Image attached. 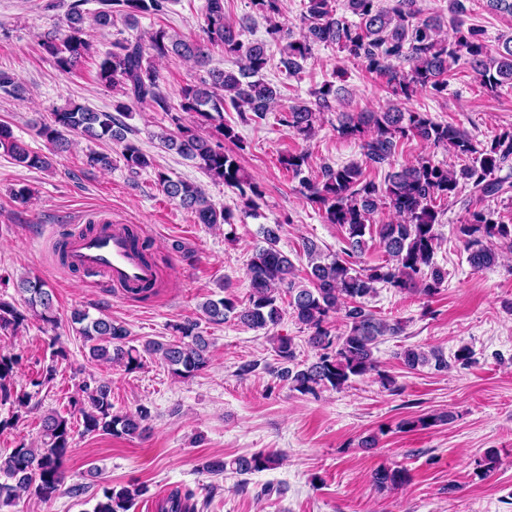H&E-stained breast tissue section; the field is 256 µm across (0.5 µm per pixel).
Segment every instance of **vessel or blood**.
<instances>
[{"instance_id": "vessel-or-blood-1", "label": "vessel or blood", "mask_w": 512, "mask_h": 512, "mask_svg": "<svg viewBox=\"0 0 512 512\" xmlns=\"http://www.w3.org/2000/svg\"><path fill=\"white\" fill-rule=\"evenodd\" d=\"M68 263L101 277L104 286L125 295L156 277L155 268L142 262L134 251L123 224L70 234Z\"/></svg>"}]
</instances>
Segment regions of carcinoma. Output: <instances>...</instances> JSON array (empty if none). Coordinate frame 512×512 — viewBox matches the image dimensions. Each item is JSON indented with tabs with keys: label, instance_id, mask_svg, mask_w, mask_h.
I'll return each mask as SVG.
<instances>
[{
	"label": "carcinoma",
	"instance_id": "cac0c4a2",
	"mask_svg": "<svg viewBox=\"0 0 512 512\" xmlns=\"http://www.w3.org/2000/svg\"><path fill=\"white\" fill-rule=\"evenodd\" d=\"M98 2L100 8L93 14L91 25L106 29L119 19L134 28L140 17L166 13L170 0ZM466 2L449 0L453 27L452 35L445 38L441 36L439 19L421 17L417 0H394L389 7L381 6L380 0H347V8L357 17L355 21L337 15L335 0H307L297 34L276 21L281 0H251L253 8L267 22V38L262 40L246 39L244 30L224 21V0H205L203 36L196 41L158 28L134 40L123 38L112 43V51L98 64L97 80L121 95L114 105L115 113L95 112L77 105L56 109L37 130V135L49 145V155L29 149L14 138L9 126L0 124V148L22 167L47 169L52 166V156L69 151L70 135L77 134L91 140L123 143L119 159L132 174L151 168L150 156L125 142L124 124L117 115H128L132 106L144 104L163 112L172 111L155 61L179 58L204 67L209 62L210 45L222 47L224 56L233 59L238 70H208V77L182 88L180 110L214 124L217 136L229 142H238L240 137L233 126L224 123L226 106L262 118L278 104V89L263 78L270 61L268 46L272 43L281 46L280 63L288 76L304 69L315 46L331 44L364 60L369 71L385 78L388 90L400 101L411 100L420 90L445 91L453 66L461 60L470 64L482 86L494 93L503 83H512V36L502 47L490 51L483 30L465 26ZM66 24L65 37L55 31L46 32L40 37V46L61 72L70 73L93 51L83 28L79 3L69 5ZM397 60L406 63L408 69L395 65ZM314 95L313 104H296L281 113L282 125L304 139L314 135L320 115L332 111L336 101V90L329 83ZM172 121L178 133L160 135L163 146L194 161L212 180L237 190L245 207L256 210L262 191L245 176L237 156L224 151L220 142L182 124L180 118L174 117ZM336 131L343 138L360 141L366 162L373 166L391 164L398 141L409 138L445 146L448 152L466 157L471 163L457 170L422 158L392 170L380 185L365 180L358 165L324 167L320 179H303L301 185L306 199L318 207L324 221L344 229L343 253L348 259L328 260L314 244L306 245L310 285H303L295 279L294 263L278 247L280 225H265L263 244L255 248L248 263V304L242 307L224 296L201 305L203 317L211 324L220 325L232 319L253 329L268 330L281 322L283 310L279 300L281 294H288V305L298 323L309 331L307 343L316 350V356L309 363H298L293 339L278 337L274 347L279 361L277 377L301 394L315 395L329 388L340 390L352 380L378 371L374 350L379 341L387 335H399L403 327L400 321L378 318L363 306L362 299L375 291V284L382 282L425 296H432L441 288L447 273L434 262L438 247L435 226L440 217L437 203L458 200L461 184L470 186L471 192L479 197L512 190V184L494 177L512 158L511 131L481 145L452 124L435 122L395 104L380 111L343 113ZM306 162L304 153H288L280 158V164L295 177L302 173ZM156 180L165 196L194 213L199 223L229 222L230 214L216 209L201 187L174 180L163 172L156 174ZM383 207L394 211L397 222L372 224L373 215ZM372 232L386 254L385 264L356 269L350 259L362 252L365 236ZM459 233L465 238L468 262L476 270L497 264L499 254L492 244H512V224H503L483 211L471 212L468 221L460 225ZM128 234L142 260L154 263L150 244L141 238L137 228L129 227ZM16 290L23 297V306L0 300V332H15L24 326L28 311L46 324L56 323L54 293L45 282L22 277L16 282ZM339 312L343 313L346 330L338 336L331 332L328 323ZM71 322L79 325L92 359L127 371L140 367L143 352L158 357L172 374L181 378L200 374L210 363V342L193 319L173 325L172 339L148 340L140 349L130 344L128 329L110 317L92 318L76 310ZM400 358L410 370L429 365L445 372L449 367L448 358L439 349L408 347ZM16 364V358L0 356L1 397L10 396ZM79 393L81 396L72 399V404L78 406L83 432L140 437L148 430L147 408L141 407L134 413L112 411L109 383L85 381ZM451 420L449 414H432L405 420L400 428L412 431ZM73 439L69 418L56 411L44 415L40 446L33 448L21 443L8 455L0 456V506L10 505L24 494L41 501L52 499L62 490L74 499L85 495L87 487L82 483L64 486L65 461ZM277 463L276 455L259 451L229 460L217 455L205 463L204 469L214 476L228 472L244 475L273 469ZM408 480L407 471L398 466H382L373 474V482L380 488L398 489ZM146 493L147 488L137 483L106 485L93 512H129L135 500ZM162 510L191 512V493L171 492Z\"/></svg>",
	"mask_w": 512,
	"mask_h": 512
}]
</instances>
